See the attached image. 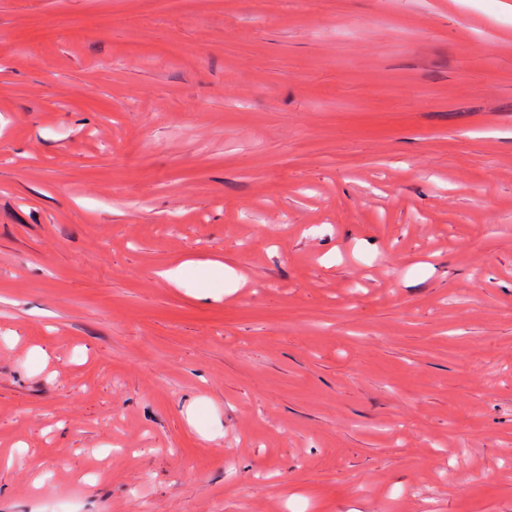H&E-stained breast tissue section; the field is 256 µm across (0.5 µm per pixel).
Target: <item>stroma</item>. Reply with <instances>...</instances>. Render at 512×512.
Masks as SVG:
<instances>
[{"instance_id": "1", "label": "stroma", "mask_w": 512, "mask_h": 512, "mask_svg": "<svg viewBox=\"0 0 512 512\" xmlns=\"http://www.w3.org/2000/svg\"><path fill=\"white\" fill-rule=\"evenodd\" d=\"M502 2L0 0V512H512Z\"/></svg>"}]
</instances>
